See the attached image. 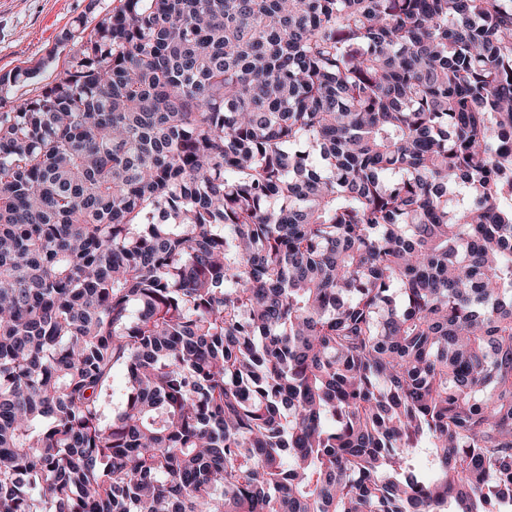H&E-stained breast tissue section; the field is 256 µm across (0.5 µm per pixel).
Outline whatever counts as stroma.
<instances>
[{"instance_id":"1","label":"stroma","mask_w":512,"mask_h":512,"mask_svg":"<svg viewBox=\"0 0 512 512\" xmlns=\"http://www.w3.org/2000/svg\"><path fill=\"white\" fill-rule=\"evenodd\" d=\"M119 5L120 0H0V75L19 66L35 71L21 92L0 103V111H11L25 94L63 73L72 48L65 32L92 28Z\"/></svg>"}]
</instances>
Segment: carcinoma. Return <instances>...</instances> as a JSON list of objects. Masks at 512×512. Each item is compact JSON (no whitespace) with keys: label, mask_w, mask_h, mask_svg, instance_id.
Instances as JSON below:
<instances>
[{"label":"carcinoma","mask_w":512,"mask_h":512,"mask_svg":"<svg viewBox=\"0 0 512 512\" xmlns=\"http://www.w3.org/2000/svg\"><path fill=\"white\" fill-rule=\"evenodd\" d=\"M450 506L512 512V0H122L0 113V512Z\"/></svg>","instance_id":"1"}]
</instances>
